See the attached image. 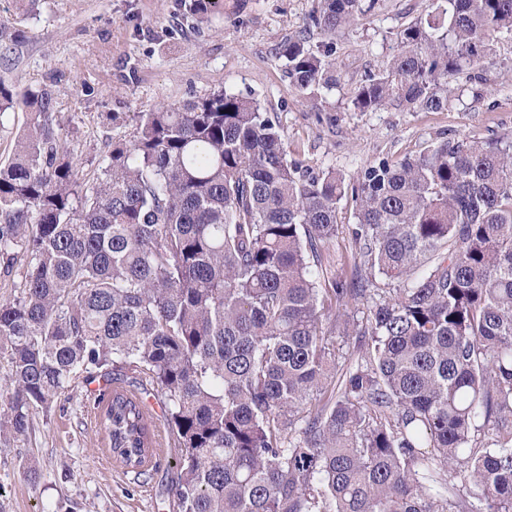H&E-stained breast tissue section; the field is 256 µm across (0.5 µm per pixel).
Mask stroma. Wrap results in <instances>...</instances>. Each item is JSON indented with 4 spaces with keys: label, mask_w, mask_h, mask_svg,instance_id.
<instances>
[{
    "label": "stroma",
    "mask_w": 512,
    "mask_h": 512,
    "mask_svg": "<svg viewBox=\"0 0 512 512\" xmlns=\"http://www.w3.org/2000/svg\"><path fill=\"white\" fill-rule=\"evenodd\" d=\"M176 0H41L27 15L18 0H0V25L26 40L5 60L19 88L57 78L56 111L70 119L68 146L86 180L112 142L130 140L135 113L220 88L249 94L283 128L291 156L310 171L346 176L442 141L512 134V35L498 34L478 80H458L444 112H360L353 89L393 52L398 30L427 10V0H380L337 33L335 90L300 95L279 57L288 38L311 46L327 37L310 26L318 0H224V14L203 30L177 29ZM119 122H112V115ZM355 204H339V233L323 251L331 274L351 271L349 227ZM103 377L77 373L51 411H33L19 445L0 447V512H178L169 491L181 448L166 437L145 475L117 465L89 411Z\"/></svg>",
    "instance_id": "obj_1"
}]
</instances>
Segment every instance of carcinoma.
<instances>
[{
    "instance_id": "obj_1",
    "label": "carcinoma",
    "mask_w": 512,
    "mask_h": 512,
    "mask_svg": "<svg viewBox=\"0 0 512 512\" xmlns=\"http://www.w3.org/2000/svg\"><path fill=\"white\" fill-rule=\"evenodd\" d=\"M432 2L357 110L446 111L449 82L512 34V0ZM374 5L319 0L310 21L332 39ZM177 8L209 24L224 0ZM24 38L0 28V59ZM280 55L299 93L336 86L332 46L296 36ZM55 99L0 76V116H31L0 164V260L20 265L0 301L1 446L82 371L112 384V458L148 473L131 373L166 398L178 512H512L511 137L383 158L349 184L308 173L255 98L218 89L138 113L89 182ZM348 193L354 267L329 278Z\"/></svg>"
}]
</instances>
